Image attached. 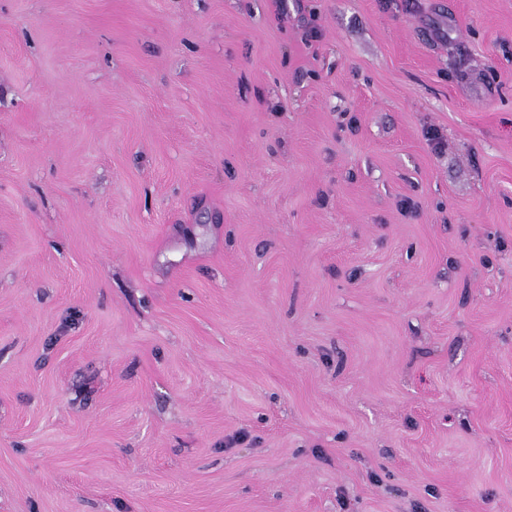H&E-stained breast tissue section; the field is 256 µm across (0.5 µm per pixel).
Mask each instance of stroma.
<instances>
[{
    "label": "stroma",
    "instance_id": "1",
    "mask_svg": "<svg viewBox=\"0 0 512 512\" xmlns=\"http://www.w3.org/2000/svg\"><path fill=\"white\" fill-rule=\"evenodd\" d=\"M0 512H512V0H0Z\"/></svg>",
    "mask_w": 512,
    "mask_h": 512
}]
</instances>
